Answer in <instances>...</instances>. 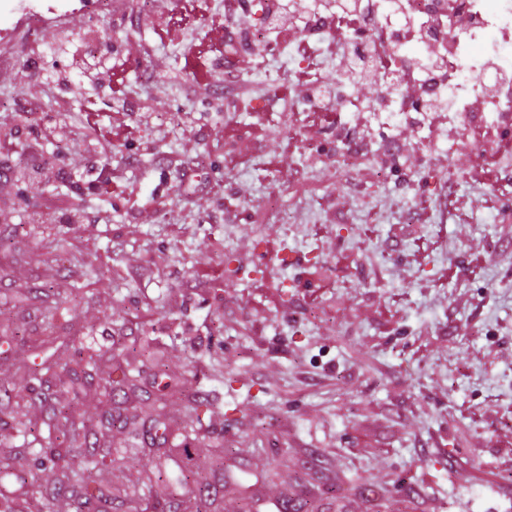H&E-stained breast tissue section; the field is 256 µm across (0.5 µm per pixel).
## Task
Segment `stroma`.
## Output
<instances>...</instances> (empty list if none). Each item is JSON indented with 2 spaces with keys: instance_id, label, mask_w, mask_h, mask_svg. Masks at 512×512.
<instances>
[{
  "instance_id": "1",
  "label": "stroma",
  "mask_w": 512,
  "mask_h": 512,
  "mask_svg": "<svg viewBox=\"0 0 512 512\" xmlns=\"http://www.w3.org/2000/svg\"><path fill=\"white\" fill-rule=\"evenodd\" d=\"M11 2L0 0V139L22 143L33 122L14 109L16 71L31 42ZM32 2L41 42L77 45L98 25L148 113L138 140L90 148L87 106L105 119L117 108L107 78L64 52L49 59L71 100L66 147L47 150L78 183L0 185V295L10 298L0 391L30 387L72 413L49 426L36 401L21 420L0 414V454L27 452L9 475L61 450L82 468L72 439L88 430L107 456L166 436L186 445L194 476L181 512H212L197 496L205 485L218 488L221 512H242L226 468L259 512L274 500L299 512H512V239L499 234L512 221V160L498 183L476 182L477 148L452 129L423 147L409 124L392 178L378 177L374 157L336 158L329 129L290 121L306 88L278 99L301 67L274 43L251 71L262 94L220 109L194 93L185 60L224 0H198L195 25L147 59L141 44L177 0H151L134 30L124 21L134 0L97 17L92 0ZM104 167L125 176V195L100 182ZM451 190L470 201L466 215L446 205ZM65 209L84 223H61ZM100 211L108 223H93ZM48 336L74 337L92 356L77 385L50 370L32 379ZM146 341L154 357L142 363ZM127 361L137 388L107 402L103 386ZM147 397L160 431L103 426L109 405L131 415ZM267 470L274 480L259 482ZM143 477L137 463L94 472L133 492L135 512H166Z\"/></svg>"
}]
</instances>
